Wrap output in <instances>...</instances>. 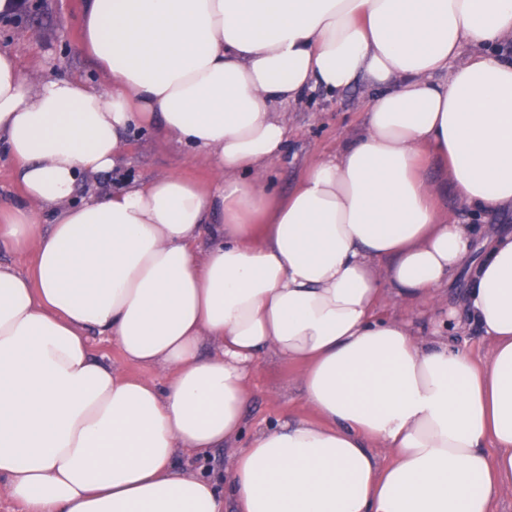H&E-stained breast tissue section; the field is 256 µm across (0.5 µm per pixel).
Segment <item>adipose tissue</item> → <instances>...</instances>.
Wrapping results in <instances>:
<instances>
[{"mask_svg":"<svg viewBox=\"0 0 512 512\" xmlns=\"http://www.w3.org/2000/svg\"><path fill=\"white\" fill-rule=\"evenodd\" d=\"M81 47L109 91L25 75L0 50V142L24 201H0V480L25 512H489L512 485V232L442 220L423 177L448 166L475 213L512 207V0H86ZM479 52L465 63L462 45ZM377 90L362 132L271 203L278 110L307 91ZM204 152L229 179L176 173L92 195L131 127ZM208 238L204 257L195 246ZM467 271L463 316L420 334L382 291L437 304ZM494 343L478 367L456 338ZM130 362L124 378L89 332ZM219 352H201L205 340ZM303 367L318 418L264 428L227 479L178 469L243 437L247 377ZM391 448L382 465L371 443ZM0 262L11 265L21 275H29L35 263V248L29 246L22 252L1 249ZM89 343L93 355L110 364L113 370L124 377L141 378L158 384L164 383L169 377L166 370L143 367L126 361L119 347L107 337L90 333Z\"/></svg>","mask_w":512,"mask_h":512,"instance_id":"ef3b65f1","label":"adipose tissue"}]
</instances>
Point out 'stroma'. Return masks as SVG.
Returning <instances> with one entry per match:
<instances>
[{"label":"stroma","mask_w":512,"mask_h":512,"mask_svg":"<svg viewBox=\"0 0 512 512\" xmlns=\"http://www.w3.org/2000/svg\"><path fill=\"white\" fill-rule=\"evenodd\" d=\"M84 6L85 0H32L29 8L14 10L0 18V49L15 54L25 73L77 78L100 91H108L110 78L80 48ZM372 96L366 82L359 80L337 94L316 91L301 103L286 106L289 151L272 161L265 172L276 197L293 190L314 161L337 152L362 131ZM127 140L129 146L119 168L98 177L97 190L121 183H141L169 172L181 174L205 188L225 178L224 172L206 156L176 138L161 135L156 129L134 127ZM424 177L440 215L448 221L481 224L492 231L512 229L511 209L478 214L465 211L442 161L429 158ZM89 343L93 355L122 376L158 384L169 377L166 370L126 361L119 347L107 337L93 333ZM247 388V432L287 417L315 416L303 396L298 365L262 354L252 368Z\"/></svg>","instance_id":"35a3bbf8"}]
</instances>
